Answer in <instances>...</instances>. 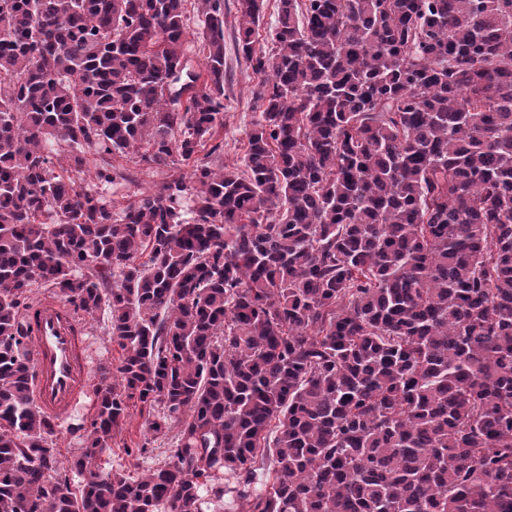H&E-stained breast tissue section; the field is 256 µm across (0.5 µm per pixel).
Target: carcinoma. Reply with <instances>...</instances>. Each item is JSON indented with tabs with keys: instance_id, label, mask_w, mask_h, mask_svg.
<instances>
[{
	"instance_id": "carcinoma-1",
	"label": "carcinoma",
	"mask_w": 512,
	"mask_h": 512,
	"mask_svg": "<svg viewBox=\"0 0 512 512\" xmlns=\"http://www.w3.org/2000/svg\"><path fill=\"white\" fill-rule=\"evenodd\" d=\"M184 2L0 0V512H512V0H278L269 47L236 0L242 170L224 0L201 74ZM52 143L192 171L117 219ZM36 288L122 351L64 459ZM132 406L177 429L136 478L95 458ZM237 10L235 0H224V152L213 156L216 166L242 167L247 133L259 116L260 84L234 43Z\"/></svg>"
}]
</instances>
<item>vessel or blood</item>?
I'll use <instances>...</instances> for the list:
<instances>
[{"label":"vessel or blood","instance_id":"obj_1","mask_svg":"<svg viewBox=\"0 0 512 512\" xmlns=\"http://www.w3.org/2000/svg\"><path fill=\"white\" fill-rule=\"evenodd\" d=\"M29 323L35 400L45 414L60 421L92 387L83 329L73 310L50 295L34 304Z\"/></svg>","mask_w":512,"mask_h":512}]
</instances>
